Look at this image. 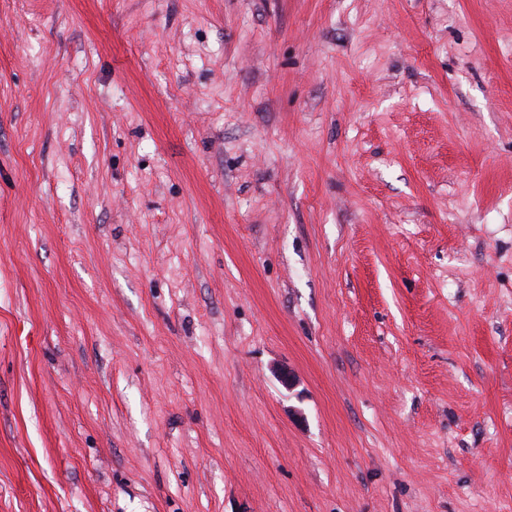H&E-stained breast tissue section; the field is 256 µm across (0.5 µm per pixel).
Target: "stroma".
Wrapping results in <instances>:
<instances>
[{"instance_id": "35a3bbf8", "label": "stroma", "mask_w": 512, "mask_h": 512, "mask_svg": "<svg viewBox=\"0 0 512 512\" xmlns=\"http://www.w3.org/2000/svg\"><path fill=\"white\" fill-rule=\"evenodd\" d=\"M0 512H512V0H0Z\"/></svg>"}]
</instances>
